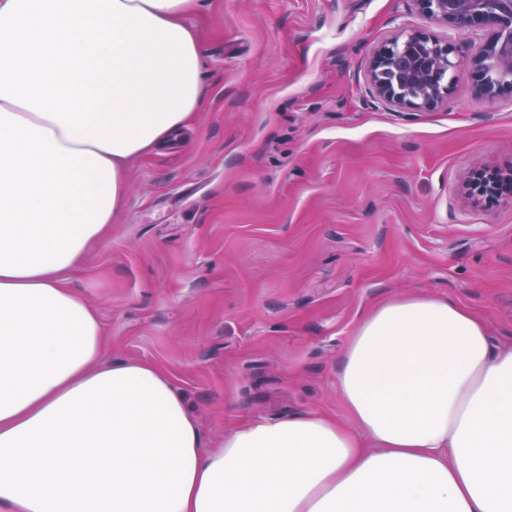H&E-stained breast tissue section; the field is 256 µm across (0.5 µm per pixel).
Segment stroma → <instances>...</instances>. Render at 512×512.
I'll use <instances>...</instances> for the list:
<instances>
[{"instance_id": "obj_1", "label": "stroma", "mask_w": 512, "mask_h": 512, "mask_svg": "<svg viewBox=\"0 0 512 512\" xmlns=\"http://www.w3.org/2000/svg\"><path fill=\"white\" fill-rule=\"evenodd\" d=\"M206 108L184 142L127 164L125 201L69 286L104 361L151 363L204 445L253 417L352 419L336 364L360 311L442 296L512 342V200L471 205L473 169L512 167V92L458 71L437 107L373 101L369 58L420 31L471 49L482 31L413 0H206Z\"/></svg>"}]
</instances>
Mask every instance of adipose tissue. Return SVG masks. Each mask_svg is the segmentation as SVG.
<instances>
[{
    "label": "adipose tissue",
    "instance_id": "adipose-tissue-1",
    "mask_svg": "<svg viewBox=\"0 0 512 512\" xmlns=\"http://www.w3.org/2000/svg\"><path fill=\"white\" fill-rule=\"evenodd\" d=\"M200 0H0V512H512V346L445 297L365 310L336 366L356 423L254 418L204 449L158 367L102 359L67 275L127 161L206 92Z\"/></svg>",
    "mask_w": 512,
    "mask_h": 512
}]
</instances>
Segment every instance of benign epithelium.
<instances>
[{"instance_id": "1", "label": "benign epithelium", "mask_w": 512, "mask_h": 512, "mask_svg": "<svg viewBox=\"0 0 512 512\" xmlns=\"http://www.w3.org/2000/svg\"><path fill=\"white\" fill-rule=\"evenodd\" d=\"M424 17L488 37L475 53L460 56L448 44L419 31L380 44L367 79L374 96L393 107L422 111L443 102L451 88L448 71L467 70L477 93L495 99L512 90V0H414ZM475 203L486 196L512 197V171L477 169L465 179Z\"/></svg>"}]
</instances>
